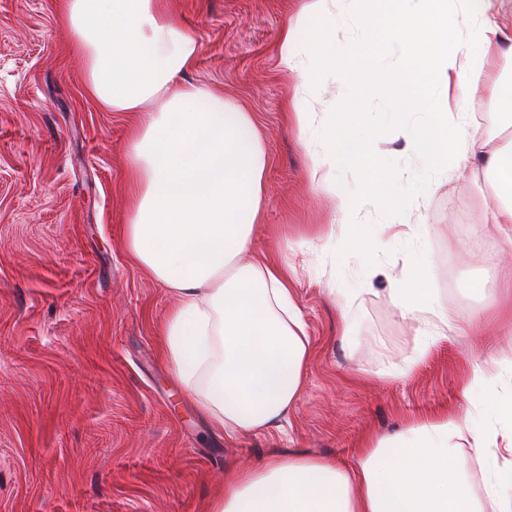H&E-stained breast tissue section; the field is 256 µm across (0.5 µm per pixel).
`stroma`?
I'll return each instance as SVG.
<instances>
[{
	"instance_id": "stroma-1",
	"label": "stroma",
	"mask_w": 512,
	"mask_h": 512,
	"mask_svg": "<svg viewBox=\"0 0 512 512\" xmlns=\"http://www.w3.org/2000/svg\"><path fill=\"white\" fill-rule=\"evenodd\" d=\"M302 4L168 0L171 20L199 42L189 79L254 118L268 165L252 248L287 265L310 339L306 385L282 428L228 439L159 356L156 329L176 297L125 250L129 129L149 113L86 99L58 0H0V512H206L227 463L352 460L366 434L395 433L410 416L466 419L472 364L512 361V330L497 316L512 244L492 222L494 190L453 175L422 191L420 159L391 131L382 96L365 103L360 124L378 130L381 173L355 215L379 275L365 277L360 253L337 250L347 227L313 182L310 156L357 127L341 77L312 92L321 123L307 134L288 110L298 75L282 65L279 41ZM414 224L431 230L408 235ZM423 256L449 315L479 322L418 361L419 323L400 317L392 289Z\"/></svg>"
}]
</instances>
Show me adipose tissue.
Returning <instances> with one entry per match:
<instances>
[{
  "label": "adipose tissue",
  "instance_id": "obj_1",
  "mask_svg": "<svg viewBox=\"0 0 512 512\" xmlns=\"http://www.w3.org/2000/svg\"><path fill=\"white\" fill-rule=\"evenodd\" d=\"M352 2L362 36L329 56H316L297 31L335 39L336 0H306L284 31L279 55L298 73L299 94L320 74L343 75L354 118L369 94H385L391 127L423 161L422 185L438 170L481 167L499 199L494 222L511 225L512 142L476 136L466 105L485 92L512 112V76L496 72L499 62L512 66V0ZM61 10L88 98L107 112L154 107L151 122L130 133L125 246L178 299L160 329L162 358L225 436L281 428L305 386L309 338L287 266L251 249L267 166L251 113L185 80L198 43L170 20L165 0H62ZM452 26L461 38L453 47ZM377 54L395 57L398 70L362 68ZM341 166L366 181L376 176L367 139L332 140L312 158L316 173ZM393 294L402 318L432 315L423 346L457 328L427 274ZM490 381L487 364H474L466 390L488 391L474 418L413 420L395 435L367 438L349 463L288 454L229 469L209 512H512V394L489 390ZM474 460L482 467L479 494Z\"/></svg>",
  "mask_w": 512,
  "mask_h": 512
}]
</instances>
